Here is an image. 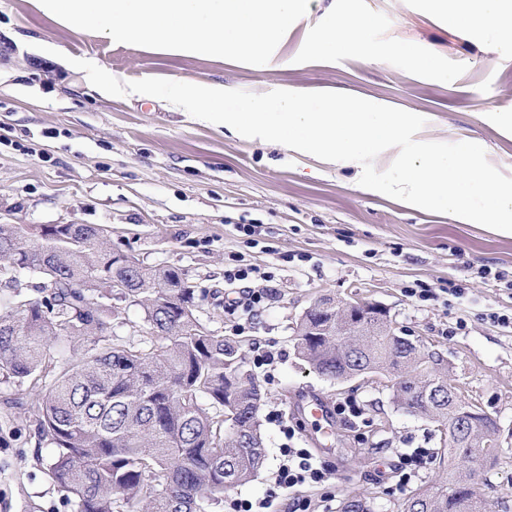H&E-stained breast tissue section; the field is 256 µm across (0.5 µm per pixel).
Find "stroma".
Instances as JSON below:
<instances>
[{"label": "stroma", "instance_id": "stroma-1", "mask_svg": "<svg viewBox=\"0 0 512 512\" xmlns=\"http://www.w3.org/2000/svg\"><path fill=\"white\" fill-rule=\"evenodd\" d=\"M366 15V54L308 56L329 12ZM65 57L93 58L123 82L163 78L220 82L253 93L287 84L334 88L424 113L422 139L484 142L491 163L512 177V137L491 122L512 113V54L491 55L475 31L449 28L425 0H314L279 49L280 67L258 71L212 56L164 55L78 34L38 11L32 0H0V224H95L112 246L148 265L183 269L208 295L199 315L212 333L238 341L246 361L269 352L274 370L254 368L266 461L248 484L208 512H231L233 499L267 500L287 512L293 499L327 504L365 498L371 512H399L397 452L439 446L434 420L397 406L380 374L339 383L317 374L295 349L297 322L322 295L376 302L398 335L436 350L463 399L499 426V455L482 462L478 488L498 512H512V332L490 313L512 311V291L481 278L480 268L512 273V238L450 215L410 210L386 195L355 189L353 173L278 143L236 138L158 98L101 97L83 72L33 50V39ZM405 43L453 74L411 73ZM250 269L246 281L227 272ZM461 296H447L448 283ZM437 299L408 297L415 284ZM269 288L253 317L230 311L225 297ZM355 401L361 417L334 412ZM27 412L0 411V512H69L63 494L37 467ZM332 444L333 477L293 491L277 488L280 451Z\"/></svg>", "mask_w": 512, "mask_h": 512}]
</instances>
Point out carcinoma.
Listing matches in <instances>:
<instances>
[{"instance_id": "1", "label": "carcinoma", "mask_w": 512, "mask_h": 512, "mask_svg": "<svg viewBox=\"0 0 512 512\" xmlns=\"http://www.w3.org/2000/svg\"><path fill=\"white\" fill-rule=\"evenodd\" d=\"M123 253L90 224H0V383L28 385L48 477L72 512H202L245 484L265 461L261 389L238 345L208 331L196 312L207 290L180 268L137 265L122 300L140 307L149 340H112V263ZM297 352L333 380L380 373L397 404L439 423L438 484L409 495L400 512H491L474 490L480 448L449 443L468 411L471 433L498 437L496 420L459 394L428 391L425 371L448 382V362L404 336L336 340V320L306 314Z\"/></svg>"}]
</instances>
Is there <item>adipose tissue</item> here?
I'll use <instances>...</instances> for the list:
<instances>
[{
  "label": "adipose tissue",
  "mask_w": 512,
  "mask_h": 512,
  "mask_svg": "<svg viewBox=\"0 0 512 512\" xmlns=\"http://www.w3.org/2000/svg\"><path fill=\"white\" fill-rule=\"evenodd\" d=\"M437 16L454 28L476 29L485 35V50L492 54L512 52V0H432ZM369 19L362 14L331 13L312 55L328 58L333 51L362 50L361 34Z\"/></svg>",
  "instance_id": "obj_1"
}]
</instances>
